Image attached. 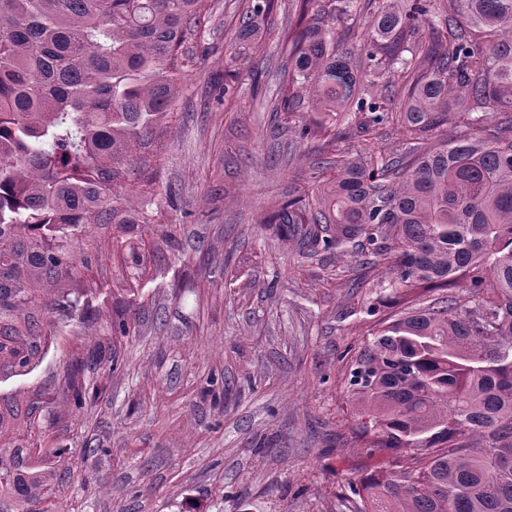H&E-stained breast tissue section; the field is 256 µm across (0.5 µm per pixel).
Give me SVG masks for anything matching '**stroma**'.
<instances>
[{
    "mask_svg": "<svg viewBox=\"0 0 512 512\" xmlns=\"http://www.w3.org/2000/svg\"><path fill=\"white\" fill-rule=\"evenodd\" d=\"M248 2L204 0L164 141L128 159L120 195L153 223L92 224L73 242L92 335L45 325L57 340L41 363L0 378V397L21 400L85 362L82 404L59 396L44 441L82 452L55 483L58 512H350L348 481L385 463L350 438L341 377L370 327L355 310L387 272L302 257L261 225L275 200L312 188L315 153L278 102L282 13L235 39ZM119 317L129 336H113Z\"/></svg>",
    "mask_w": 512,
    "mask_h": 512,
    "instance_id": "35a3bbf8",
    "label": "stroma"
}]
</instances>
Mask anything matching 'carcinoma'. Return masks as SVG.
<instances>
[{"mask_svg":"<svg viewBox=\"0 0 512 512\" xmlns=\"http://www.w3.org/2000/svg\"><path fill=\"white\" fill-rule=\"evenodd\" d=\"M274 0H256L250 41ZM372 14L365 48L338 26ZM202 0H0V378L28 372L50 337L38 309L76 318L62 286L88 224H149L114 187L132 146L166 133L187 26ZM280 38L283 109L308 102L299 136L323 146L347 126L354 153L313 163L316 188L281 199V243L360 258L391 273L375 321L342 374L361 447L408 462L348 485L353 512H512V0H295ZM402 82L403 109L385 72ZM461 132L434 145L450 123ZM407 151L384 152L379 127ZM465 284V300L422 295ZM81 365L61 392L82 404ZM52 397L0 398V512H49L41 455Z\"/></svg>","mask_w":512,"mask_h":512,"instance_id":"cac0c4a2","label":"carcinoma"}]
</instances>
